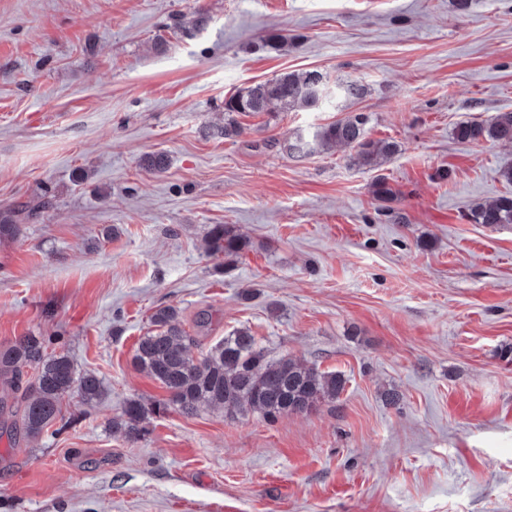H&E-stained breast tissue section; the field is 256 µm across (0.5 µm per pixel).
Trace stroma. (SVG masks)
Returning <instances> with one entry per match:
<instances>
[{"label":"stroma","instance_id":"obj_1","mask_svg":"<svg viewBox=\"0 0 512 512\" xmlns=\"http://www.w3.org/2000/svg\"><path fill=\"white\" fill-rule=\"evenodd\" d=\"M456 2L0 0V349L40 337L104 385L34 440L0 385V512H512V224L469 218L512 195V144L454 135L512 111V0ZM306 70L369 92L219 136L226 98ZM359 113L399 146L381 166L280 149ZM215 224L234 260L206 253ZM168 304L192 355L246 328L345 388L127 439L126 403L167 397L134 354ZM205 250L216 257H236L245 246V242L228 224H215L205 236Z\"/></svg>","mask_w":512,"mask_h":512}]
</instances>
